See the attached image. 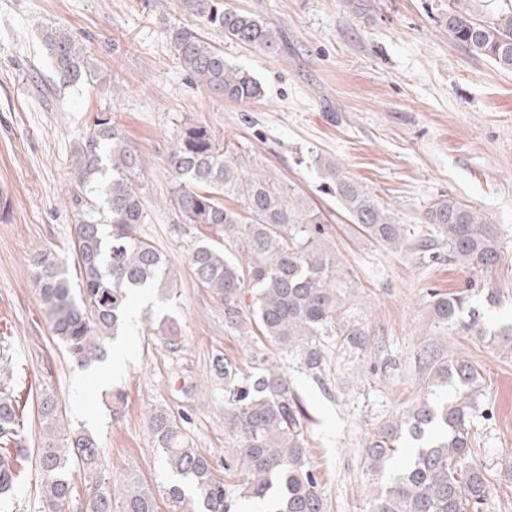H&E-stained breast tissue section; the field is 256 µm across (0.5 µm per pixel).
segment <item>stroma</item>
I'll return each mask as SVG.
<instances>
[{"instance_id":"35a3bbf8","label":"stroma","mask_w":512,"mask_h":512,"mask_svg":"<svg viewBox=\"0 0 512 512\" xmlns=\"http://www.w3.org/2000/svg\"><path fill=\"white\" fill-rule=\"evenodd\" d=\"M280 34L268 57L213 30L205 35L232 66L264 89L225 101L183 70L170 28L198 21L177 0H0V384L19 404L29 459L0 512H43L34 456L41 445L36 396L53 389L70 428L93 434L114 479L137 474L155 490L169 475L147 427L152 410L181 417L194 447L209 456L232 495L247 478L236 452L223 356L249 375L280 362L308 408L309 459L328 512H367L373 480L365 439L426 392L431 360L453 355L480 373L473 458L489 476L484 512H512V350L438 325L434 293L463 288L469 273L447 251L427 259L393 252L355 232L335 195L322 189L330 161L403 224L453 197L500 232V257L485 280L499 303L482 308L490 330L512 323V69L472 55L448 36L450 0H224ZM66 29L85 51L90 77L55 83L43 41ZM110 114L141 156L146 213L142 236L160 252L173 290L140 292L122 336L107 345L114 375L63 357L39 307L31 274L35 248L65 257L73 283L78 210L71 151L97 115ZM207 126L244 171L289 189L300 211L325 220L320 244L346 277L343 314L364 327L365 354L328 341L322 376L260 336L250 320L232 326L224 304L201 287L188 262L199 239L185 223L166 164L175 135Z\"/></svg>"}]
</instances>
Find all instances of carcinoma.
I'll return each mask as SVG.
<instances>
[{
    "instance_id": "obj_1",
    "label": "carcinoma",
    "mask_w": 512,
    "mask_h": 512,
    "mask_svg": "<svg viewBox=\"0 0 512 512\" xmlns=\"http://www.w3.org/2000/svg\"><path fill=\"white\" fill-rule=\"evenodd\" d=\"M470 0H452L448 34L475 56L512 69V10L485 21L470 9ZM182 9L224 38L274 56L280 53L277 32L255 15L224 6V0H179ZM182 67L198 85L231 102L262 96L254 76L224 60L217 48L194 28L169 31ZM44 42L56 81L67 87L88 67L82 48L65 30L50 27ZM82 208L75 227L74 252L82 282L72 287L68 265L48 249L35 251L32 276L41 311L53 338L70 360L92 367L107 356L106 342L123 328L129 300L147 288L172 286L162 256L136 235L145 213L138 174L141 159L108 115L73 148ZM167 165L175 179L173 201L187 224H205L224 234V242L200 239L191 248L189 265L198 283L224 301L230 323H241L238 300L253 290L252 316L260 335L297 357L307 371L327 367L325 339L336 337L346 350L366 352V332L342 317L343 273L336 258L317 242L323 218L303 213L265 178L245 173L224 154L203 125L183 128L173 142ZM325 179L356 229L393 252L426 254L448 248V260L468 268L466 288L448 295L434 293L437 322L462 334L512 348V324L489 331L470 297L484 293L489 306L497 293L485 288L483 276L498 260L499 232L470 205L441 199L425 213V225L400 224L386 208L330 164ZM237 197L243 210L224 206ZM214 370L236 381L238 368L219 356ZM428 395L414 408L381 424L365 440L367 467L385 476L407 441L419 442L411 462L387 481L374 482L371 512H481L488 481L472 457L475 394L479 372L471 362L450 357L435 363ZM452 386L454 395L434 402L436 389ZM232 421L240 437L237 452L248 472L246 498L268 512H326L327 503L308 457L309 417L275 360L230 391ZM43 444L37 452L45 512L73 509L72 468L83 472L89 489L86 512H158L154 490L140 478L120 482L105 475L101 448L85 431H67L62 406L48 389L37 397ZM149 428L171 480L163 491L168 512H234L209 459L189 440L174 413L158 407ZM17 401L0 391V496L8 495L24 456Z\"/></svg>"
}]
</instances>
